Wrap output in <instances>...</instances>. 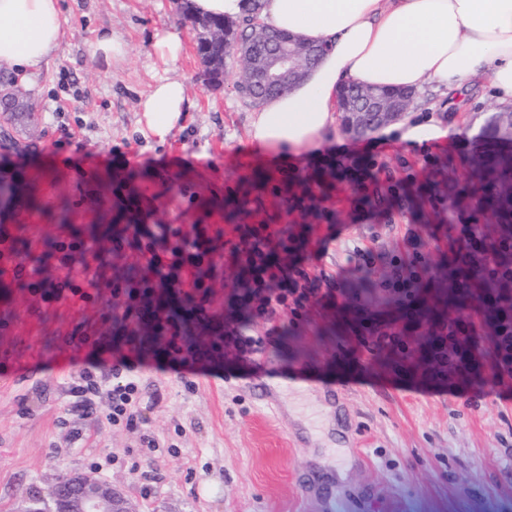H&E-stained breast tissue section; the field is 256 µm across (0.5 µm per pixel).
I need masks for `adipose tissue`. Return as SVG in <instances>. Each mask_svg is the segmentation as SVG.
<instances>
[{"mask_svg": "<svg viewBox=\"0 0 512 512\" xmlns=\"http://www.w3.org/2000/svg\"><path fill=\"white\" fill-rule=\"evenodd\" d=\"M267 27L325 44L318 63L252 114L247 137L279 159L320 145L336 128L348 82L376 90L460 96L491 78L512 110V0H262ZM69 34L63 0H0V71L31 92ZM189 107L184 81L159 76L140 103V125L166 142Z\"/></svg>", "mask_w": 512, "mask_h": 512, "instance_id": "1", "label": "adipose tissue"}]
</instances>
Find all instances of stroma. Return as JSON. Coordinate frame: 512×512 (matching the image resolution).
I'll list each match as a JSON object with an SVG mask.
<instances>
[{
	"label": "stroma",
	"instance_id": "35a3bbf8",
	"mask_svg": "<svg viewBox=\"0 0 512 512\" xmlns=\"http://www.w3.org/2000/svg\"><path fill=\"white\" fill-rule=\"evenodd\" d=\"M72 37L28 95L33 124L12 125L0 147V176L22 179L24 202H0V231L18 241L8 266L48 264L52 242L78 232L96 237L165 222L191 228L210 224L231 246L230 198L256 191L257 174L275 164L273 150L247 138L254 110L234 90L238 65L220 87L202 78L194 33L176 0H64ZM181 32L184 50L172 68L186 86L184 126L166 143L145 136L139 105L164 71L154 43L164 28ZM111 30L122 60L105 67L92 56L96 31ZM490 81L461 101L409 119L441 121L448 135L414 143L400 132L362 137L337 126L326 147L356 149L384 140L377 162L396 176L420 171L427 152L452 160L458 183L469 179L476 135L495 109ZM86 143L93 159L68 163L74 148L64 132ZM327 207L342 221L335 233L310 226L303 252L326 273L346 270L349 250L402 245L407 228L425 240L433 262L425 296L448 274V216L418 219L407 211L382 219L360 204L358 190L339 184ZM354 300L315 309L291 328L280 349L250 360L203 357L208 374L187 391L179 376L146 356L139 371L143 395L159 394L146 409L147 429L161 445H175L155 464L131 472L129 451L138 434L106 420H76L85 441L72 447L63 425L65 391L85 352L66 342L78 325L96 326L112 302L47 304L12 276H0V512L46 494L57 480L103 464L102 476L129 490L136 512H512V379L492 369L466 381L447 379L370 353L362 332L370 322L397 320L400 309L369 280L348 273ZM300 376L282 386L287 418L277 416L243 380L254 372Z\"/></svg>",
	"mask_w": 512,
	"mask_h": 512
}]
</instances>
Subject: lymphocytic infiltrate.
<instances>
[{"instance_id": "1", "label": "lymphocytic infiltrate", "mask_w": 512, "mask_h": 512, "mask_svg": "<svg viewBox=\"0 0 512 512\" xmlns=\"http://www.w3.org/2000/svg\"><path fill=\"white\" fill-rule=\"evenodd\" d=\"M237 242L232 260L239 271L233 290L218 296L212 273L220 256L216 245L221 231L209 225H193L184 231L178 224H158L154 228L135 225L131 232L112 237L108 245L69 235L53 243L52 257L60 276H47L43 267H15V279L29 294L48 304L74 299L97 303L103 293L114 300L103 313L119 339L118 345L104 347L101 337L77 330L69 343L89 347L92 357L73 376L67 388L70 414L84 418L103 416L109 423L138 433V454L153 463L162 448L145 433L146 417L137 405L139 381L136 369L144 357V343L137 332L144 318L154 324L157 352L163 361L184 376L187 389H194L193 373L198 370V351L190 335V323L209 318L215 305L239 309L250 322L263 324L261 336L247 334L243 326L225 327L223 335L209 337L207 347L215 353L230 350L248 358L279 342L289 324L308 318L316 306L347 298L341 275H329L301 257L305 232H292L271 224H237ZM131 250L145 259L148 275L133 279L124 273L106 275L98 259L101 251ZM348 261L355 270L367 274L384 269L378 289L407 308H415L432 270L425 244L414 233H406L404 248L385 251L375 246H354ZM473 322L450 321L382 323L367 331L369 348L383 350L397 358L409 357L415 336H432L439 349H446L448 336H471Z\"/></svg>"}]
</instances>
